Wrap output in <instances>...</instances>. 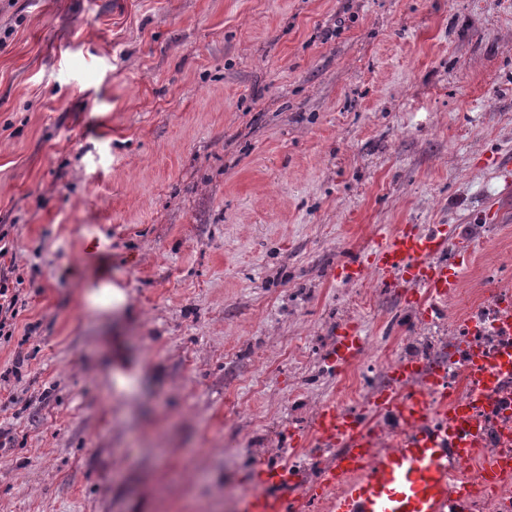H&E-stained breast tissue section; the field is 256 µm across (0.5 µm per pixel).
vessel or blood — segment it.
<instances>
[{
	"label": "vessel or blood",
	"mask_w": 512,
	"mask_h": 512,
	"mask_svg": "<svg viewBox=\"0 0 512 512\" xmlns=\"http://www.w3.org/2000/svg\"><path fill=\"white\" fill-rule=\"evenodd\" d=\"M452 237L445 224L429 231L403 226L382 234L368 258L347 262L341 272L345 279L362 281L369 271H376L388 286L404 289L428 315L432 304L447 301L461 285V271L439 259ZM364 346L355 326L342 325L330 358L336 365H351ZM388 377L373 406L395 423L393 447H380L378 434L368 429L361 415L324 404L315 417L313 437L333 449L334 456L319 479L306 485L288 466L262 467L245 512H300L310 499L326 500L329 512H448V490L454 480L448 462L476 453L474 442L459 436L462 428L472 425L470 412L449 399L442 373L425 370L418 359L391 365ZM511 477L512 459H485L486 484ZM331 488L336 495L329 499L325 493Z\"/></svg>",
	"instance_id": "obj_1"
}]
</instances>
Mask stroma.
<instances>
[{
  "mask_svg": "<svg viewBox=\"0 0 512 512\" xmlns=\"http://www.w3.org/2000/svg\"><path fill=\"white\" fill-rule=\"evenodd\" d=\"M454 226L424 317L376 274ZM0 512H242L258 463L512 285V0H0ZM117 285L119 311L93 294ZM452 237L447 224L429 231L403 226L382 233L366 260L347 262L341 266V273L345 279L363 281L373 268L389 287L405 288L406 297L430 315L437 302L448 301L461 285L463 273L456 269L458 266L452 268L437 259L448 249ZM9 291L10 289L7 286L1 285L0 280V335L2 332V336H8L11 338V336H13L12 326L14 323L8 321L10 319L13 320L17 315L18 310L16 309V306L19 301V295L16 291L14 293ZM7 327L8 330L5 333V329ZM365 342L358 329L352 324H344L336 331V339L330 350V358L336 366H348L357 360L363 351ZM373 350L366 346L362 356L370 358Z\"/></svg>",
  "mask_w": 512,
  "mask_h": 512,
  "instance_id": "1",
  "label": "stroma"
}]
</instances>
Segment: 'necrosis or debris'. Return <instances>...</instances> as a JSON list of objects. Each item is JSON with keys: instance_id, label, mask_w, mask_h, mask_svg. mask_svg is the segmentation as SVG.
<instances>
[{"instance_id": "4bbe7bcc", "label": "necrosis or debris", "mask_w": 512, "mask_h": 512, "mask_svg": "<svg viewBox=\"0 0 512 512\" xmlns=\"http://www.w3.org/2000/svg\"><path fill=\"white\" fill-rule=\"evenodd\" d=\"M448 361L440 370L449 392L469 404L473 438L491 456L512 458V287L489 289L448 329ZM483 361L488 375L472 386L468 372ZM457 488L466 489L470 512H512V494L484 485L479 460L457 465Z\"/></svg>"}]
</instances>
